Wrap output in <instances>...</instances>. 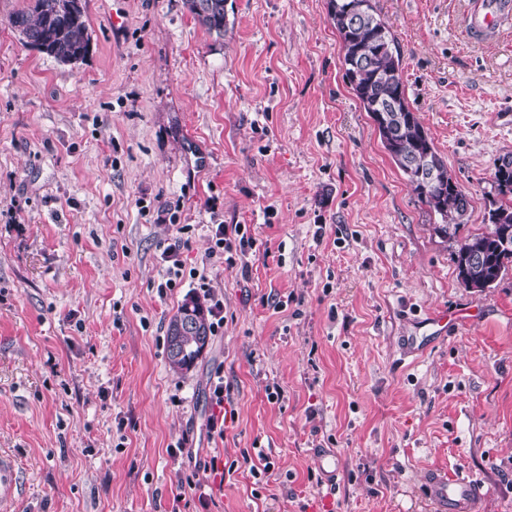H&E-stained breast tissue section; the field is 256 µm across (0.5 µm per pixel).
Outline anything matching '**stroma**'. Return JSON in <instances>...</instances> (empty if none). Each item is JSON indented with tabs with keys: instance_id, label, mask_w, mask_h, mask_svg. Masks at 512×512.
I'll use <instances>...</instances> for the list:
<instances>
[{
	"instance_id": "obj_1",
	"label": "stroma",
	"mask_w": 512,
	"mask_h": 512,
	"mask_svg": "<svg viewBox=\"0 0 512 512\" xmlns=\"http://www.w3.org/2000/svg\"><path fill=\"white\" fill-rule=\"evenodd\" d=\"M374 2L407 101L469 198L457 238L348 84L328 0H227L220 36L183 0H86L76 65L11 27L29 0H0L15 512H433L432 470L478 479L476 512H512V271L479 290L455 263L459 240L488 231L495 165L512 158V23L475 41L471 0ZM182 224L186 274L161 295ZM213 224L264 248L243 268L208 260ZM200 274L224 330L181 374L166 329ZM466 307L465 329L408 353L429 312ZM317 448L334 450L335 484Z\"/></svg>"
}]
</instances>
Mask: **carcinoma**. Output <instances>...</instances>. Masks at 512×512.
Masks as SVG:
<instances>
[{
    "label": "carcinoma",
    "instance_id": "1",
    "mask_svg": "<svg viewBox=\"0 0 512 512\" xmlns=\"http://www.w3.org/2000/svg\"><path fill=\"white\" fill-rule=\"evenodd\" d=\"M53 0H30L16 12L11 25L46 55L68 64L84 59L90 51L86 13L71 18L51 12ZM227 0H184V5L202 26L224 33ZM328 17L343 50L342 65L355 96L373 120L384 148L406 176L418 199L439 215L437 231L453 239L468 211L467 196L448 172L431 138L405 96L403 59L390 28L380 18L373 0H328ZM497 199L489 211L488 232L458 244V278L467 288H490L512 269V168L495 166L493 180ZM478 252L483 262L470 264ZM211 327L206 302L198 296L185 299L167 326L170 367L190 371L210 340Z\"/></svg>",
    "mask_w": 512,
    "mask_h": 512
}]
</instances>
